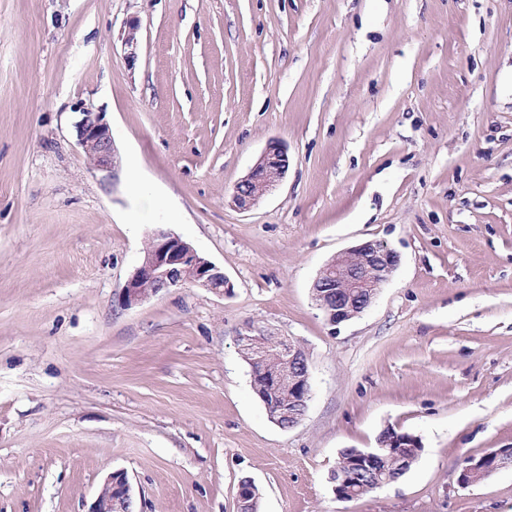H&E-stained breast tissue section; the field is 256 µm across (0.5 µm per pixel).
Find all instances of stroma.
<instances>
[{
  "mask_svg": "<svg viewBox=\"0 0 512 512\" xmlns=\"http://www.w3.org/2000/svg\"><path fill=\"white\" fill-rule=\"evenodd\" d=\"M138 24L137 57L121 33ZM105 112L123 176L73 131ZM285 180L231 192L269 140ZM137 170L130 190L126 172ZM164 225L224 271L117 302ZM365 240L399 265L330 325L319 270ZM305 350L312 397L266 416L237 338ZM422 449L352 501L328 476L387 430ZM512 0H0V512H512ZM511 464L512 448H496L479 456H467L461 464L458 483L468 487ZM134 498L124 472L111 473L85 512H135Z\"/></svg>",
  "mask_w": 512,
  "mask_h": 512,
  "instance_id": "35a3bbf8",
  "label": "stroma"
}]
</instances>
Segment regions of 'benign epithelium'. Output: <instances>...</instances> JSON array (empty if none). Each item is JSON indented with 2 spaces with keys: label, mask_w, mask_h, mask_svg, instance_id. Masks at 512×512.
<instances>
[{
  "label": "benign epithelium",
  "mask_w": 512,
  "mask_h": 512,
  "mask_svg": "<svg viewBox=\"0 0 512 512\" xmlns=\"http://www.w3.org/2000/svg\"><path fill=\"white\" fill-rule=\"evenodd\" d=\"M138 25L127 23L122 42L127 58H135ZM77 144L86 155L91 169L105 179H116L120 159L114 147L112 128L105 113L91 107L79 108L74 124ZM288 172L286 146L278 141L267 143L249 173L233 189L231 201L241 210L256 206L273 188L281 184ZM149 247L143 258L121 289L119 304L124 308L136 306L162 290L183 285L204 288L216 295H224L229 281L224 272L180 236L158 224L148 235ZM399 264L398 254L380 241H365L337 254L325 264L314 280L312 291L317 306L328 322L336 325L352 320L374 303L379 291L390 280ZM277 350L275 356L282 362L269 375L270 381L288 392V406L266 407L271 422L281 425L288 418V427L296 426L305 416L293 410V404L308 407L311 397L309 362L303 349L288 340L272 337ZM239 346H248L258 355L260 363L266 356L267 336L249 329L238 336ZM419 440L409 433L387 431L378 440V447L355 448L349 454L348 468L331 470L329 480L335 496L344 501L357 499L388 484L376 479L366 487L357 486L361 476L377 474L376 464L384 457L401 458V449L418 448ZM512 465V448H496L479 456L465 457L461 464L458 483L473 485L490 474ZM132 489L125 473L116 471L104 481L86 512H134Z\"/></svg>",
  "instance_id": "benign-epithelium-1"
}]
</instances>
